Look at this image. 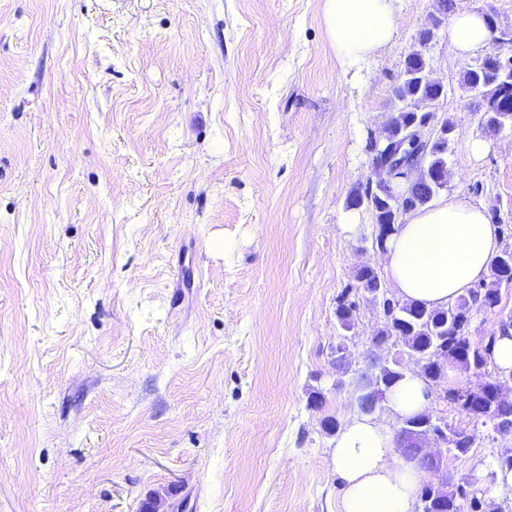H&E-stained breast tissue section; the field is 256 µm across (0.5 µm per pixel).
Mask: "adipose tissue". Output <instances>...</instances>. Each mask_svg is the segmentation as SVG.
<instances>
[{
  "instance_id": "obj_1",
  "label": "adipose tissue",
  "mask_w": 512,
  "mask_h": 512,
  "mask_svg": "<svg viewBox=\"0 0 512 512\" xmlns=\"http://www.w3.org/2000/svg\"><path fill=\"white\" fill-rule=\"evenodd\" d=\"M324 16L337 56L351 63L389 45L397 28L392 0H324ZM448 37L466 55L491 43L486 19L476 12L455 15ZM499 252L498 228L484 207L451 191L398 225L387 242L385 271L402 299L444 309L489 275ZM430 400L427 382L409 372L388 405L404 417L425 411ZM331 465L343 481L339 512H414L422 473L399 460L388 424L364 415L348 419L336 435Z\"/></svg>"
}]
</instances>
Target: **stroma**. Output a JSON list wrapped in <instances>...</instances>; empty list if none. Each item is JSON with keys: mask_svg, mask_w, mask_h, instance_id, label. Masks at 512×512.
<instances>
[{"mask_svg": "<svg viewBox=\"0 0 512 512\" xmlns=\"http://www.w3.org/2000/svg\"><path fill=\"white\" fill-rule=\"evenodd\" d=\"M395 7L391 47L351 67L323 0H0V512H339L322 421L357 412L383 318L356 272L386 264L348 195L430 14L512 31V0ZM424 49L456 126L448 187L512 250V129L461 91L476 57ZM509 318L505 284L473 343ZM429 410L476 435L454 483L512 512V434Z\"/></svg>", "mask_w": 512, "mask_h": 512, "instance_id": "35a3bbf8", "label": "stroma"}]
</instances>
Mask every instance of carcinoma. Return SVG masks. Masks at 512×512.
Masks as SVG:
<instances>
[{"mask_svg": "<svg viewBox=\"0 0 512 512\" xmlns=\"http://www.w3.org/2000/svg\"><path fill=\"white\" fill-rule=\"evenodd\" d=\"M430 66L424 54L418 50L409 53L398 75V85L393 101L394 126L388 130L390 139L403 136L413 122L424 120V116L408 110V105L421 98H440L445 94L444 84L429 76ZM460 87L466 93L481 91L486 97L497 102V111L484 117L483 125L490 131L512 128V88L501 85L498 70L492 54H487L477 68H467L460 76ZM448 138L441 136L427 157V165L438 177L448 175ZM433 200V189L420 185L410 190L408 202L411 208H421ZM371 219L375 224H394L396 219L388 204L379 197H373ZM512 283V273L494 262V280L482 283L459 297L446 310L429 309L424 305L397 301L386 316L373 340L389 347L399 346V351L378 371L379 383L390 390L403 378L406 369L403 360L417 356L424 350L435 347L447 356L448 364L460 371L476 372L486 365L487 349H480L471 342L468 326L470 313L475 308L492 309L499 301L501 283ZM448 402L455 404L474 423L489 424L497 433L512 431V401H502L495 383L486 381L473 391L467 402L462 403L454 393H448ZM401 428L411 433H421L430 426L427 412H421L400 419ZM470 498L472 507H478L476 491L468 492L462 486L448 490L441 496L420 498L418 512H462L460 500Z\"/></svg>", "mask_w": 512, "mask_h": 512, "instance_id": "carcinoma-1", "label": "carcinoma"}]
</instances>
